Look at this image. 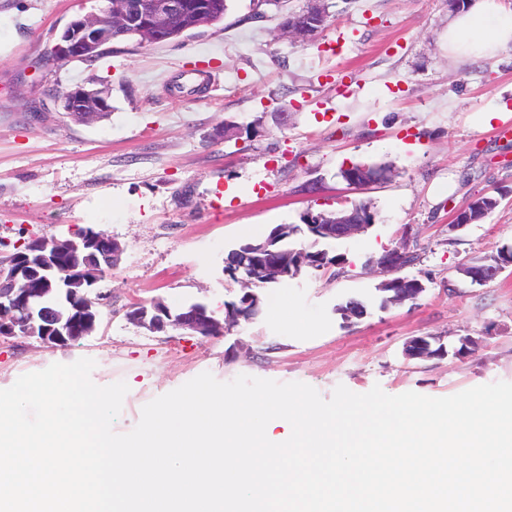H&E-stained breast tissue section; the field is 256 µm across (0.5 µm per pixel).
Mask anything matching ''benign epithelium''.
<instances>
[{"label": "benign epithelium", "instance_id": "7a95c632", "mask_svg": "<svg viewBox=\"0 0 512 512\" xmlns=\"http://www.w3.org/2000/svg\"><path fill=\"white\" fill-rule=\"evenodd\" d=\"M197 15V24L210 23L204 7L189 0H106L97 11L79 14L64 28L52 48L50 64L65 61L93 59L112 44V34L122 31L136 36L141 43L157 44L172 38L180 23L191 14ZM301 20L286 29L290 38H303L312 28L329 16L328 0H307L300 12ZM62 111L82 122L101 118L112 111L111 87L106 82L80 84L67 91L60 99ZM343 179L353 187L369 183L364 168L349 165L343 168ZM488 215V211L472 212L468 208L457 211L448 233H455ZM370 227L366 217L356 211H338L332 216H313L306 225L315 242L336 241ZM293 224H279L269 235L248 242L237 250L239 257L233 265H225L224 272L237 280H245L257 287L298 278L303 272L319 269L314 258L328 255L325 250L310 254L303 250L289 253L279 249L281 241L296 234ZM30 252L0 262V337L36 336L52 346H66L91 335L100 319L99 307L104 295L91 297V288L117 265L123 251L114 239L93 231L77 236L34 237ZM410 254L407 247L389 250L377 264L389 272L398 270L396 260ZM504 264L497 262L478 269L462 265L458 272L474 283H485L497 277ZM382 289L391 290L390 301L404 302L418 295L413 288L403 287V281L387 279ZM53 292L69 305L67 316L53 313L44 307L45 296ZM261 298L255 292L243 294L236 302L224 304V323H219L203 303L171 310L160 301L152 308L133 306L127 317L152 333L174 330L213 335L226 328L249 320L258 313ZM431 342L424 337L411 339L406 354L412 359L429 356Z\"/></svg>", "mask_w": 512, "mask_h": 512}]
</instances>
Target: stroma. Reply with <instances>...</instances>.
Returning a JSON list of instances; mask_svg holds the SVG:
<instances>
[{"label":"stroma","instance_id":"1","mask_svg":"<svg viewBox=\"0 0 512 512\" xmlns=\"http://www.w3.org/2000/svg\"><path fill=\"white\" fill-rule=\"evenodd\" d=\"M329 2L328 26L303 43L280 23L306 0H228L223 21L176 41L116 42L93 64L44 72L37 60L103 0H0V256L81 227L124 248L96 285L110 295L97 330L66 347L0 339V389L92 359L96 385L129 387L113 424L123 434L144 405L204 372L298 381L326 399L340 384L447 397L512 382V266L484 284L458 272L512 248V138L476 120L492 106L512 121V53L450 59L448 0ZM93 79L110 84L112 113L74 122L59 99ZM225 127L237 136L220 137ZM352 163L388 173L354 188L340 176ZM484 194L498 206L449 234L454 211ZM359 200L377 218L326 243L341 264L261 289L260 312L224 334L151 333L128 319L156 298L223 319L244 292L224 274L229 250ZM404 243L418 259L402 274L425 290L385 306L371 262ZM279 296L289 317L271 309ZM352 300L363 316L343 315ZM416 337L439 338L444 354L407 357ZM465 338L472 351L456 357Z\"/></svg>","mask_w":512,"mask_h":512}]
</instances>
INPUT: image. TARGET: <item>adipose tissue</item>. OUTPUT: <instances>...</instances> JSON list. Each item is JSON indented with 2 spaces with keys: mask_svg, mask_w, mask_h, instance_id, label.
<instances>
[{
  "mask_svg": "<svg viewBox=\"0 0 512 512\" xmlns=\"http://www.w3.org/2000/svg\"><path fill=\"white\" fill-rule=\"evenodd\" d=\"M512 51V0H465L448 18V54L459 61Z\"/></svg>",
  "mask_w": 512,
  "mask_h": 512,
  "instance_id": "obj_1",
  "label": "adipose tissue"
}]
</instances>
